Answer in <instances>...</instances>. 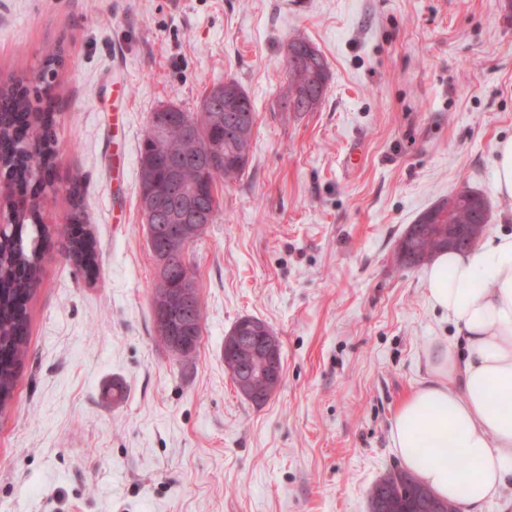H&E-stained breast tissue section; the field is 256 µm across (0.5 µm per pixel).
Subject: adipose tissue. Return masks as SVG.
Wrapping results in <instances>:
<instances>
[{
	"label": "adipose tissue",
	"mask_w": 512,
	"mask_h": 512,
	"mask_svg": "<svg viewBox=\"0 0 512 512\" xmlns=\"http://www.w3.org/2000/svg\"><path fill=\"white\" fill-rule=\"evenodd\" d=\"M423 286L457 339L427 351L428 377L398 406L391 444L437 497L480 512L512 486V232L437 254Z\"/></svg>",
	"instance_id": "adipose-tissue-1"
}]
</instances>
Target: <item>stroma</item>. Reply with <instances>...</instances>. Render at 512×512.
Segmentation results:
<instances>
[{"label": "stroma", "instance_id": "1", "mask_svg": "<svg viewBox=\"0 0 512 512\" xmlns=\"http://www.w3.org/2000/svg\"><path fill=\"white\" fill-rule=\"evenodd\" d=\"M294 34L330 72L311 112L276 103ZM50 49L62 62L48 71ZM39 72L56 200L0 414V512H370L400 466L396 408L426 378V349L456 334L398 241L464 187L489 201L484 237L512 232L494 190L495 146L512 137L504 0H0V82ZM228 77L256 124L246 173L218 186L221 211L189 248L204 320L182 364L155 337L138 146L159 106L197 111ZM75 179L93 278L60 235ZM244 316L281 339L282 381L260 407L224 367Z\"/></svg>", "mask_w": 512, "mask_h": 512}]
</instances>
